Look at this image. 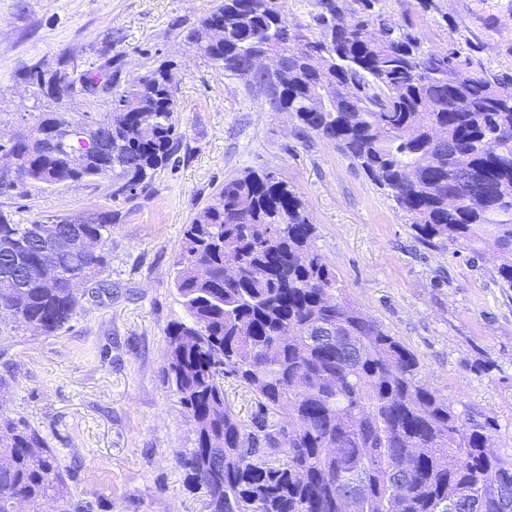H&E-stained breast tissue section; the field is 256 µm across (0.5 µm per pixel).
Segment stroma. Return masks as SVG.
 I'll list each match as a JSON object with an SVG mask.
<instances>
[{"mask_svg":"<svg viewBox=\"0 0 512 512\" xmlns=\"http://www.w3.org/2000/svg\"><path fill=\"white\" fill-rule=\"evenodd\" d=\"M220 0H0V144L54 112L86 121L111 108L97 93L55 99L30 71L76 74L119 61L134 75L177 66L176 165L151 186L114 196L111 178L19 182L0 159V213L17 224L113 213L106 289L83 295L53 336L29 329L0 339V414L24 420L70 475L91 512H202L175 461L193 424L163 386L168 326L187 315L173 283L185 224L225 181L274 171L299 192L314 245L348 298L416 356L425 382L464 417L486 423L512 456V288L493 278V253L426 249L407 217L336 147L296 136L245 79L200 57L187 31ZM413 21L426 47L512 76V0H381Z\"/></svg>","mask_w":512,"mask_h":512,"instance_id":"stroma-1","label":"stroma"}]
</instances>
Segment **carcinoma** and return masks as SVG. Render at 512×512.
Instances as JSON below:
<instances>
[{"mask_svg":"<svg viewBox=\"0 0 512 512\" xmlns=\"http://www.w3.org/2000/svg\"><path fill=\"white\" fill-rule=\"evenodd\" d=\"M315 2L301 24L287 0H223L186 38L270 111L288 113L299 136L334 144L409 217L423 246L473 259L491 250L496 281L512 288V77L461 65L455 47L426 49L413 23L387 19L378 0ZM271 48L274 68L253 70ZM100 80L87 74L65 95L89 94ZM176 91L166 62L125 79L117 63L103 119H44L12 140L6 160L26 181L110 176L118 196L145 190L179 144ZM64 126L99 145L67 158L56 142ZM53 227L66 244L41 240ZM111 228L110 212L55 225L0 214V272L22 276L21 287L0 289V332L58 333L76 311L79 273L107 288ZM314 235L298 192L253 170L224 182L183 230L173 282L188 319L167 328L160 373L193 422V447L175 460L187 486L203 491L205 512H512V461L350 301ZM86 240L98 249L84 250ZM226 377L254 396L250 421L231 410ZM23 499L78 512L44 439L1 416L0 512Z\"/></svg>","mask_w":512,"mask_h":512,"instance_id":"cac0c4a2","label":"carcinoma"}]
</instances>
